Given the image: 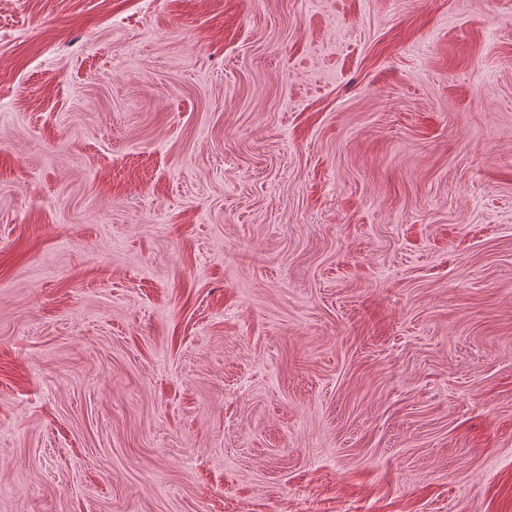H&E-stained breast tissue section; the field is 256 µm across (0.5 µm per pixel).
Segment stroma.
<instances>
[{
	"instance_id": "stroma-1",
	"label": "stroma",
	"mask_w": 512,
	"mask_h": 512,
	"mask_svg": "<svg viewBox=\"0 0 512 512\" xmlns=\"http://www.w3.org/2000/svg\"><path fill=\"white\" fill-rule=\"evenodd\" d=\"M0 512H512V0H0Z\"/></svg>"
}]
</instances>
